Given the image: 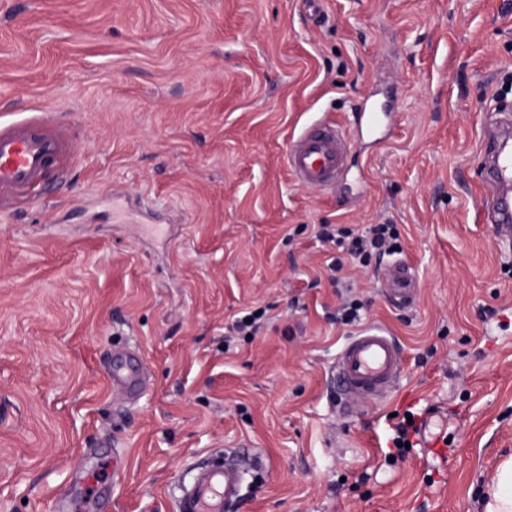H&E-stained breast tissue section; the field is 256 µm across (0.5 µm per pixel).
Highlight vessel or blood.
<instances>
[{
	"label": "vessel or blood",
	"mask_w": 512,
	"mask_h": 512,
	"mask_svg": "<svg viewBox=\"0 0 512 512\" xmlns=\"http://www.w3.org/2000/svg\"><path fill=\"white\" fill-rule=\"evenodd\" d=\"M382 118L371 106H362L354 126L377 135ZM61 124L44 113L35 119L0 123V199L32 194L47 174L59 165L69 147ZM351 137L336 124L313 122L293 137L285 163L295 178L308 186L331 189L347 170ZM490 183L503 195L488 213L491 232L499 244L512 246V150H500L490 171ZM389 291L407 300L413 282L402 265L386 274ZM404 366L403 350L390 331L378 325L360 329L349 338L333 366L341 395L349 403H369L384 398L399 382ZM117 395L132 399L145 388L143 370L137 365L113 367L108 375ZM242 473L232 467L198 470L190 489L176 500L177 512H229L240 496Z\"/></svg>",
	"instance_id": "vessel-or-blood-1"
}]
</instances>
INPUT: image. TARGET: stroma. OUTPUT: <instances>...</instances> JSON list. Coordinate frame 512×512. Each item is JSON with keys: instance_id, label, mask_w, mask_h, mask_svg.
Masks as SVG:
<instances>
[{"instance_id": "1", "label": "stroma", "mask_w": 512, "mask_h": 512, "mask_svg": "<svg viewBox=\"0 0 512 512\" xmlns=\"http://www.w3.org/2000/svg\"><path fill=\"white\" fill-rule=\"evenodd\" d=\"M0 0V119L44 109L73 155L41 202L0 211V512H175L214 461L233 512H484L512 455V252L484 224L493 98L512 106V0ZM395 95L391 137L353 140L346 180L284 163L317 118ZM166 231L112 220V192ZM393 224L403 251L345 267L365 303L333 325L321 224ZM402 261L411 303L383 276ZM262 336L225 345L233 314ZM405 364L346 411L329 370L358 327ZM136 349L146 388L113 401ZM427 417L393 459L392 413ZM121 459L115 484L86 476Z\"/></svg>"}]
</instances>
